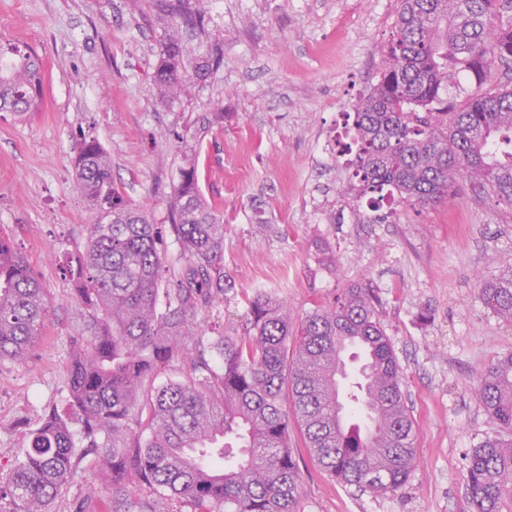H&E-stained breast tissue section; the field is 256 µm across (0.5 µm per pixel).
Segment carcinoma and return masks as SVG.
Returning a JSON list of instances; mask_svg holds the SVG:
<instances>
[{"label": "carcinoma", "instance_id": "cac0c4a2", "mask_svg": "<svg viewBox=\"0 0 512 512\" xmlns=\"http://www.w3.org/2000/svg\"><path fill=\"white\" fill-rule=\"evenodd\" d=\"M158 8L174 27L206 35L203 9L183 0ZM10 53L0 111L23 118L40 104L42 71L30 50ZM183 57L178 35H168L153 74L163 103L187 81ZM222 63L210 45L195 73ZM499 64L512 66V0H400L377 83L346 113L345 194L361 223L441 203L463 181L512 214V82L496 77ZM76 151L78 188L96 218L70 277L91 336L72 339L65 412L45 415L0 478V512H51L81 448L109 474L112 512H163L170 501L179 512H299L292 423L341 485L382 497L402 490L417 430L371 283L341 289L296 325L276 293L258 289L245 297L242 331L207 337L202 321L231 301V288L224 218L202 195L195 166L180 169L171 225L180 251L170 258L162 228L115 188L101 143L84 139ZM480 297L512 323L511 262L480 284ZM48 317L41 276L0 229V361L24 362ZM192 343L190 372L157 382L158 368ZM476 395L498 431L469 454L468 504L512 512V352L481 376Z\"/></svg>", "mask_w": 512, "mask_h": 512}]
</instances>
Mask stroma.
<instances>
[{
    "instance_id": "stroma-1",
    "label": "stroma",
    "mask_w": 512,
    "mask_h": 512,
    "mask_svg": "<svg viewBox=\"0 0 512 512\" xmlns=\"http://www.w3.org/2000/svg\"><path fill=\"white\" fill-rule=\"evenodd\" d=\"M398 0H212L209 36L224 63L161 104L152 76L171 30L156 0H0V44L35 50L44 103L27 120L0 112V227L51 297L24 363L0 362V473L68 396L73 337L87 333L66 267L94 214L75 179V147L97 139L112 180L152 223L170 225L174 186L194 158L199 186L224 217V273L236 300L208 324L239 325L245 296L276 291L294 319L358 281L379 290L418 434L416 466L396 495L340 485L313 461L299 430L288 445L300 512H470L463 474L496 424L480 376L512 352V324L482 303L481 281L512 258V215L471 190L392 222L357 223L336 155L341 114L376 82ZM223 113L214 124V113ZM112 512L96 454L80 461L52 512H74L88 487Z\"/></svg>"
}]
</instances>
